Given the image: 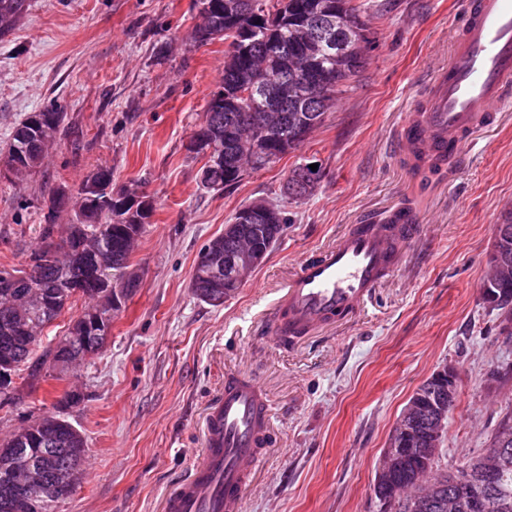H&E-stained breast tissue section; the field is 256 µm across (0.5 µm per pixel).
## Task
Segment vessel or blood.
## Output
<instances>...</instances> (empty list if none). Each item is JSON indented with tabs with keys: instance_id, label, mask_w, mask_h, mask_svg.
Here are the masks:
<instances>
[{
	"instance_id": "1",
	"label": "vessel or blood",
	"mask_w": 512,
	"mask_h": 512,
	"mask_svg": "<svg viewBox=\"0 0 512 512\" xmlns=\"http://www.w3.org/2000/svg\"><path fill=\"white\" fill-rule=\"evenodd\" d=\"M466 14L446 69L399 128L398 145L410 163L427 165L446 152L461 153L494 112L512 103V0H468ZM417 229V217L403 209L351 227L335 245L300 264L287 285L279 324L309 331L351 318ZM271 435L261 387L251 378H227L207 414L203 454L167 495L163 512H238Z\"/></svg>"
}]
</instances>
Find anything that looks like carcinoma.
<instances>
[{"instance_id":"1","label":"carcinoma","mask_w":512,"mask_h":512,"mask_svg":"<svg viewBox=\"0 0 512 512\" xmlns=\"http://www.w3.org/2000/svg\"><path fill=\"white\" fill-rule=\"evenodd\" d=\"M29 8V0H0V38L9 36ZM197 22L191 38L198 45L224 41V79L209 94L202 121L192 131L186 149L207 158L200 170L203 188L222 192L244 175L296 150L311 131L322 125L336 95L348 87L363 64L367 42L363 14L355 0H193ZM66 115L55 105L29 113L10 133L5 163H18L19 179L43 164L60 136L72 137ZM316 183L303 165L288 174L284 193L291 198L312 194ZM47 213L39 225L38 245L22 268L0 265V281L12 280L10 294L0 292V353L7 350L17 372L42 376L47 364L66 372L86 360V352L101 349L105 330L95 322L109 313L100 294L121 285L130 268L133 244L151 223L154 200L139 185L112 184V170L99 166L81 182L77 195L65 185L52 188L45 199ZM73 209L70 223L59 218ZM288 223L275 206L254 224H226L224 233L200 251L190 282L193 295L213 307L224 304L240 285L231 279L214 283L210 255L232 256L249 237L267 258ZM86 291L78 294L76 287ZM86 302L67 335L39 356L34 349L44 329L55 321L75 295ZM37 443L17 435L12 447L33 467L47 473L48 485L76 465L70 449L84 448L83 437L62 419L44 416L35 428ZM423 484L413 482L414 462H405L398 482L408 501L425 498L428 512H443L448 502V469L436 468ZM484 512H512V453L485 489Z\"/></svg>"}]
</instances>
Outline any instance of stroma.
I'll list each match as a JSON object with an SVG mask.
<instances>
[{
    "mask_svg": "<svg viewBox=\"0 0 512 512\" xmlns=\"http://www.w3.org/2000/svg\"><path fill=\"white\" fill-rule=\"evenodd\" d=\"M362 69L298 150L220 193L200 184L186 149L208 95L224 78V44L197 47L192 0H30L0 41V152L28 113L55 104L81 133L58 138L26 179L0 178V263L22 264L43 221L46 187L77 189L100 165L155 202L132 262L141 288L112 316L101 352L75 374L29 383L0 408V437L58 409L88 452L80 485L56 512H161L203 448L207 407L231 375L255 379L275 440L240 512H379L381 454L415 390L440 366L461 370L438 459L486 448L512 414V345L480 287L494 226L512 211V109L440 173L412 170L397 146L406 106L422 100L465 17L463 0H367ZM321 177L310 196L283 192L296 165ZM256 200L286 212V230L234 296L196 299L201 247ZM406 207L420 219L394 272L345 323L292 340L272 325L300 263L351 225Z\"/></svg>",
    "mask_w": 512,
    "mask_h": 512,
    "instance_id": "obj_1",
    "label": "stroma"
}]
</instances>
